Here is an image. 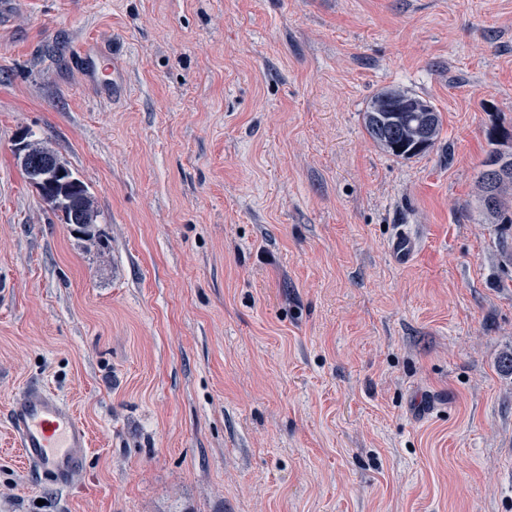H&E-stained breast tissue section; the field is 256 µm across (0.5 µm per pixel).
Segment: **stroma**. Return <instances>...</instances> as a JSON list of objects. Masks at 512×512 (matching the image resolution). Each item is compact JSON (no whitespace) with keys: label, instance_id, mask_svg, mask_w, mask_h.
Masks as SVG:
<instances>
[{"label":"stroma","instance_id":"obj_1","mask_svg":"<svg viewBox=\"0 0 512 512\" xmlns=\"http://www.w3.org/2000/svg\"><path fill=\"white\" fill-rule=\"evenodd\" d=\"M123 60L88 85L89 35ZM442 116L404 160L361 119ZM512 0H20L0 21V512H512ZM99 212L74 236L19 136ZM418 239L411 264L388 244ZM37 383L90 430L79 485L10 453ZM79 67L84 76L102 89L112 87V98L125 84V72L118 57L112 58L101 47L98 40L86 41L79 52ZM390 97L406 98L430 112H393L397 104ZM421 119L427 120L424 138L416 136ZM362 121L366 133L381 150L403 159H411L433 148L442 128L441 114L431 103L398 88L379 91L362 112ZM32 153L41 156L45 161H47V163L52 158L56 166L68 171V173H70L71 177L73 178V182L67 181L55 186L44 187L43 190V185L46 180L55 176H64V173L51 169L42 175L40 180H34L40 177L39 171L32 168L27 162H20L22 172L28 182L30 183L32 180H34L31 184L35 191L41 193L43 190L42 196H40L43 203L47 205L53 212H61L64 223L69 224L71 220L70 209L67 206H62L59 199L57 198L59 195L65 194L75 211L76 218L80 221H84L86 226H95V224H97V218L99 215L94 208L92 196L90 195L85 183L76 177L68 164L58 155L55 150L49 148L48 146L43 144H40L39 147L34 146ZM478 201L483 209L493 219V223L512 226V174L502 179L494 188L496 205L489 211L484 206L485 186L477 181Z\"/></svg>","mask_w":512,"mask_h":512}]
</instances>
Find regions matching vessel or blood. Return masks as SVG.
Wrapping results in <instances>:
<instances>
[{
	"label": "vessel or blood",
	"instance_id": "vessel-or-blood-1",
	"mask_svg": "<svg viewBox=\"0 0 512 512\" xmlns=\"http://www.w3.org/2000/svg\"><path fill=\"white\" fill-rule=\"evenodd\" d=\"M79 66L100 88L117 90L125 83L121 61L109 56L97 41L84 43ZM416 249L415 238L402 231L393 238L390 252L395 261L405 264ZM8 422L19 456L30 472L59 488L80 481L90 450V433L65 399L41 385L25 386L9 405Z\"/></svg>",
	"mask_w": 512,
	"mask_h": 512
}]
</instances>
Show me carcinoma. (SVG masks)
Listing matches in <instances>:
<instances>
[{
  "mask_svg": "<svg viewBox=\"0 0 512 512\" xmlns=\"http://www.w3.org/2000/svg\"><path fill=\"white\" fill-rule=\"evenodd\" d=\"M427 120L426 136H416L421 120ZM368 136L383 151L399 158L419 156L436 144L442 117L431 103L398 88L379 91L362 113ZM496 205L488 212L493 223L512 225V174L494 188ZM41 200L50 210L62 213L68 224L71 214L89 226L97 224L98 212L85 183L78 177L44 188Z\"/></svg>",
  "mask_w": 512,
  "mask_h": 512,
  "instance_id": "obj_1",
  "label": "carcinoma"
}]
</instances>
